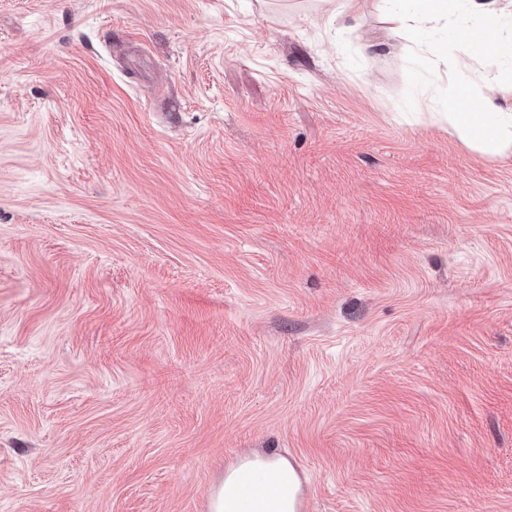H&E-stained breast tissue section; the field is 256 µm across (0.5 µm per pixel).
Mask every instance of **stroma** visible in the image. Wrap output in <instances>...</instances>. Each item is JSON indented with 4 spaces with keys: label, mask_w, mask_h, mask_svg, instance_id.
Here are the masks:
<instances>
[{
    "label": "stroma",
    "mask_w": 512,
    "mask_h": 512,
    "mask_svg": "<svg viewBox=\"0 0 512 512\" xmlns=\"http://www.w3.org/2000/svg\"><path fill=\"white\" fill-rule=\"evenodd\" d=\"M413 2L0 0V512H512V155ZM448 80V102L430 100L425 105L432 121L448 125L468 147L490 155H506L512 150V105L505 102L512 93L502 71L464 75L452 69L445 71ZM501 97L502 99L500 100ZM468 101L473 112L459 101ZM264 466L278 468L285 474L281 483L277 482V473L274 471L259 472L251 462L236 464L230 471L238 497L257 499L266 496L272 488L270 497L240 503L234 512H289L288 499L296 490V476L294 470L285 459L256 460ZM288 472L291 479L288 482Z\"/></svg>",
    "instance_id": "stroma-1"
}]
</instances>
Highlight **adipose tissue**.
Here are the masks:
<instances>
[{"label": "adipose tissue", "instance_id": "adipose-tissue-1", "mask_svg": "<svg viewBox=\"0 0 512 512\" xmlns=\"http://www.w3.org/2000/svg\"><path fill=\"white\" fill-rule=\"evenodd\" d=\"M462 12L479 20L476 41L481 48L512 57V32L505 20L512 16V0H419V6L402 20L416 45H427L431 32L448 23L449 15ZM434 80H447L448 100L425 105L432 121L447 125L468 147L490 155L512 152V105L504 102L512 94L503 72L464 75L454 70H434ZM472 109L458 111L459 101Z\"/></svg>", "mask_w": 512, "mask_h": 512}]
</instances>
